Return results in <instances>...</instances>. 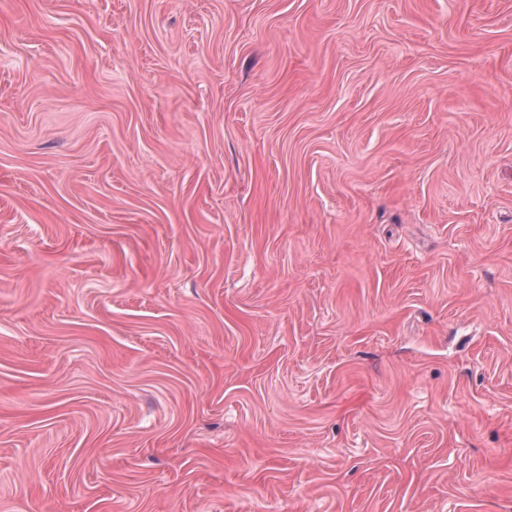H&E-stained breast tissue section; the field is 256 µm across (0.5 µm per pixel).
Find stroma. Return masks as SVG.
<instances>
[{"mask_svg":"<svg viewBox=\"0 0 512 512\" xmlns=\"http://www.w3.org/2000/svg\"><path fill=\"white\" fill-rule=\"evenodd\" d=\"M0 512H512V0H0Z\"/></svg>","mask_w":512,"mask_h":512,"instance_id":"1","label":"stroma"}]
</instances>
